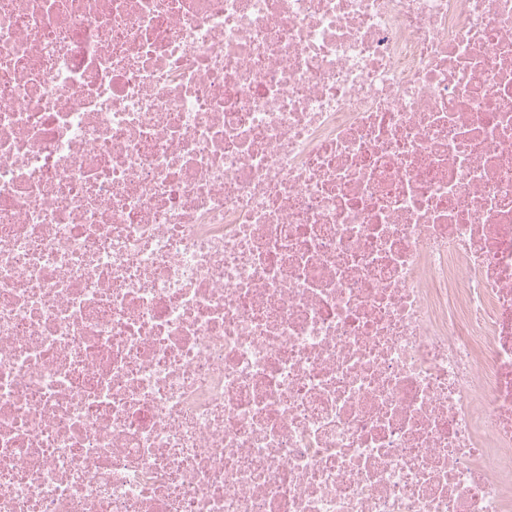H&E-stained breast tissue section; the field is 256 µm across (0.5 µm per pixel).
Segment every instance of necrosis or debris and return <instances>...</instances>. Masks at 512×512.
Segmentation results:
<instances>
[{
    "mask_svg": "<svg viewBox=\"0 0 512 512\" xmlns=\"http://www.w3.org/2000/svg\"><path fill=\"white\" fill-rule=\"evenodd\" d=\"M0 512H512V0H0Z\"/></svg>",
    "mask_w": 512,
    "mask_h": 512,
    "instance_id": "1",
    "label": "necrosis or debris"
}]
</instances>
